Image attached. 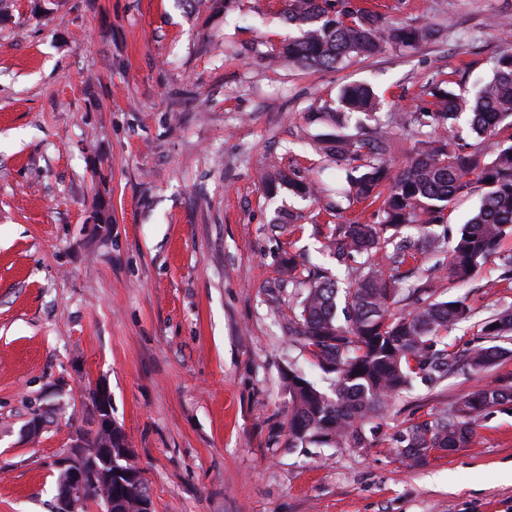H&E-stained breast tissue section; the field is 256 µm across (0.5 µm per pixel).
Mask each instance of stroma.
<instances>
[{
	"label": "stroma",
	"instance_id": "stroma-1",
	"mask_svg": "<svg viewBox=\"0 0 512 512\" xmlns=\"http://www.w3.org/2000/svg\"><path fill=\"white\" fill-rule=\"evenodd\" d=\"M437 39L333 70L278 57L281 0H0V512H55V461L93 418L97 383L145 472L155 512H512V403L464 448L402 462L395 436L469 392L512 385V357L396 397L363 448H292L283 260L326 262L321 231L374 210L337 194L308 112L352 81L390 112L429 82L465 87L512 33V0H355ZM296 172L300 198L264 181ZM106 209L110 223L96 220ZM499 261L463 288L475 318L512 308ZM44 423L23 428L34 410Z\"/></svg>",
	"mask_w": 512,
	"mask_h": 512
}]
</instances>
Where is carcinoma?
I'll use <instances>...</instances> for the list:
<instances>
[{"instance_id":"obj_1","label":"carcinoma","mask_w":512,"mask_h":512,"mask_svg":"<svg viewBox=\"0 0 512 512\" xmlns=\"http://www.w3.org/2000/svg\"><path fill=\"white\" fill-rule=\"evenodd\" d=\"M281 11L297 35L282 50L292 65L335 69L355 57H371L388 48L407 47L435 36L430 26L400 27L354 0H284ZM427 105L408 113H392L381 121L383 101L367 83L341 87L335 111L359 121H372L357 135L338 134L329 151L347 166L345 197L371 205L380 203L374 224L327 226L325 248L336 265L345 267L340 280L332 269L288 259V282L304 288L297 311L288 319V336L308 352L329 377L322 388L290 368L282 374L288 391V447L314 443L332 448H361L366 432L388 402L411 388L445 378L459 367L482 371L512 349V310L493 314L477 324L480 343L463 353L448 349V332L473 319L465 296H436V281L421 276L407 288L413 308L394 312L400 302L399 271L413 257L395 242L404 227L421 230L420 251L442 269L448 284L459 287L492 259L501 262L502 280L512 282V253L501 251L512 235V133L497 144L491 159L485 142L512 130V51L494 60L491 75L471 89H456L449 80H432ZM469 114L472 142L458 143L440 130L453 129L462 113ZM427 127L426 139L408 165L395 171L385 158L393 127ZM286 183L302 197L316 187L294 176L270 180L269 190ZM483 186L477 210L458 228L454 239L440 235L449 205L472 185ZM512 402V386L487 385L470 392L451 410L430 414L396 437L397 454L415 463L435 448L466 446L479 422L493 409ZM149 491L144 482L112 480V512H140Z\"/></svg>"}]
</instances>
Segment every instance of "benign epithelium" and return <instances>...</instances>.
Wrapping results in <instances>:
<instances>
[{
    "label": "benign epithelium",
    "mask_w": 512,
    "mask_h": 512,
    "mask_svg": "<svg viewBox=\"0 0 512 512\" xmlns=\"http://www.w3.org/2000/svg\"><path fill=\"white\" fill-rule=\"evenodd\" d=\"M94 400L88 409L94 421L93 433L103 438L99 446H89L85 436L75 435L69 451L55 463L60 473L56 512H86V490L91 483L107 488L112 483L115 461L135 456L125 434L116 430L112 420V395L103 384L94 386Z\"/></svg>",
    "instance_id": "1"
}]
</instances>
